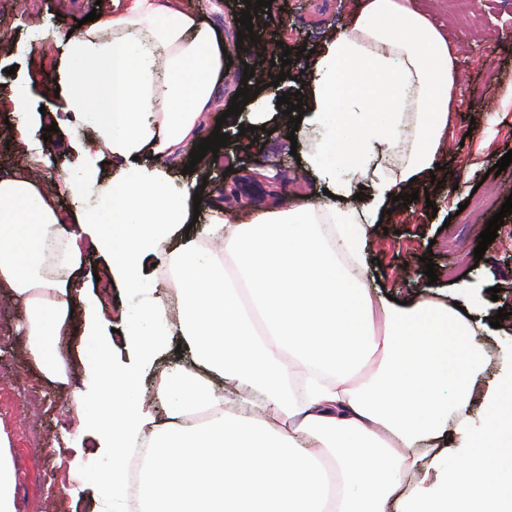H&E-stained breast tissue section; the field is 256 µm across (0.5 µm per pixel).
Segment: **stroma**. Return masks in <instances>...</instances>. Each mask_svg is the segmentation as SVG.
<instances>
[{"mask_svg": "<svg viewBox=\"0 0 512 512\" xmlns=\"http://www.w3.org/2000/svg\"><path fill=\"white\" fill-rule=\"evenodd\" d=\"M182 9L203 23L219 28L229 56L224 65V97L207 114V129L221 128L230 143L223 147L222 165L199 168L192 180L205 182L209 195L200 204L199 223H206L214 205L242 214L244 204L261 199L263 206L277 205L284 196L309 194L320 196L324 185L306 164L291 156V149L305 150L315 133L307 126L292 127L286 115L272 119V132L240 135L231 123L220 122L231 98L241 87L245 68H254L262 76L278 75L276 61L283 49L292 52L291 76L306 69L308 50L318 48L336 26L349 23L360 11L363 0H277L268 16L254 25L255 41H239L242 26L237 19L248 5L246 0H178ZM130 0H35L37 14L44 21L73 29L90 12L110 16L118 8H127ZM421 9L448 24V39L457 49L458 108L451 113L448 141L440 154L436 183L425 184L426 194L408 205L397 206L382 224L373 225L368 252L374 262L369 266L368 284L379 295L409 294L413 289L427 290L424 256H432L439 275L437 285L450 287L452 280L467 271L474 300L506 309L502 330L481 337L486 353L483 385L494 386L502 380V362L512 353V214L504 219L494 242L482 259H475L479 235L493 213L474 208L478 183L501 189L512 188V165L499 175L490 169L512 149V106H503L502 88L512 83V0H419ZM13 36L9 47H0V86L12 87L15 79L25 80L31 91L33 107L53 106L62 111L64 98L55 94L59 86V51L46 54L31 51V23L20 13L16 0H0V30ZM15 75H8V68ZM56 150L48 162L40 164L41 181L58 185L55 196L58 211L74 215L77 205L62 184L67 174L80 166L77 144L90 140V129L62 125L50 135ZM105 258L97 252L86 255L78 278L86 293L101 294L108 303L107 320L118 322L126 289L100 280ZM498 296H491V288ZM26 319L23 305L0 296V376L12 400L11 415L0 422L10 441L16 467L17 512H91L93 487L72 494L76 480L74 460L85 469H93L95 440L78 428L79 419L73 393L85 380L78 360L84 329L82 311H75L63 349L69 359V384L50 385L39 366L30 358L28 338L22 328ZM115 364L138 368L140 392L151 403L158 422L169 419L167 401L159 388L165 377L178 366L191 363L188 348L167 349L146 365L140 364L131 349L113 353ZM37 383L46 392L45 402L52 410L41 430L50 440L54 453L27 447L21 429L30 410L23 391L24 383Z\"/></svg>", "mask_w": 512, "mask_h": 512, "instance_id": "stroma-1", "label": "stroma"}]
</instances>
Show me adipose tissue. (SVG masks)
Masks as SVG:
<instances>
[{
  "mask_svg": "<svg viewBox=\"0 0 512 512\" xmlns=\"http://www.w3.org/2000/svg\"><path fill=\"white\" fill-rule=\"evenodd\" d=\"M37 44L60 49L59 78L76 124L96 136L64 187L83 206L73 224L28 168L0 177V288L22 303L29 352L56 383L68 381L58 343L72 311L87 320L82 358L92 382L76 392L83 424L109 453L85 473L92 512H127L126 459L143 449L139 512H512V362L503 387L482 393L483 426L468 410L476 388L481 323L452 302L374 296L363 278L368 227L429 178L457 104V56L443 25L414 0H364L331 33L304 75L306 152L330 193L257 209L239 224L215 208L207 229L164 258L178 278L183 316L171 325L143 273L145 261L190 223L195 182L175 184L166 161L203 137L220 96L224 40L178 0H132L124 12L68 34L37 26ZM117 171L99 185L97 161ZM158 157L155 165L141 157ZM371 193L353 200L362 178ZM220 239L237 270L226 275L204 241ZM106 274L138 295L124 334L151 359L180 334L194 368L179 367L161 393L157 423L139 372L112 363L101 299L78 300L73 275L88 248ZM326 373L295 394L284 363ZM374 372L351 385L355 371ZM243 386L241 402L213 395L201 371ZM207 422H194L199 408ZM282 417L270 428L263 417ZM451 437V447L441 441ZM310 437L317 452L301 442Z\"/></svg>",
  "mask_w": 512,
  "mask_h": 512,
  "instance_id": "1",
  "label": "adipose tissue"
}]
</instances>
